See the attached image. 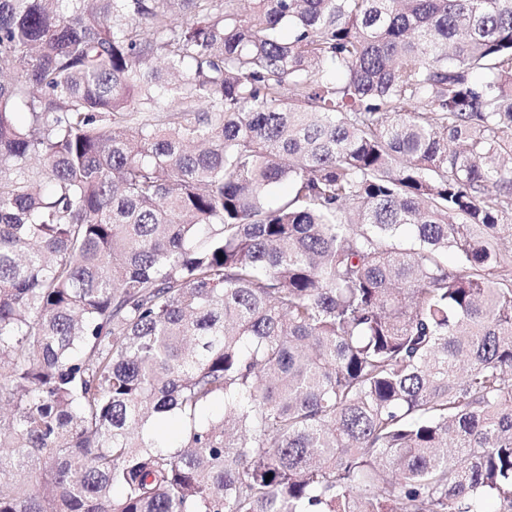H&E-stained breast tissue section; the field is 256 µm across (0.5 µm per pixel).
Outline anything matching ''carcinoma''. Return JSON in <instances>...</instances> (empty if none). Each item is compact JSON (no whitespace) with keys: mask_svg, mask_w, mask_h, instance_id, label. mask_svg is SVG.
Listing matches in <instances>:
<instances>
[{"mask_svg":"<svg viewBox=\"0 0 512 512\" xmlns=\"http://www.w3.org/2000/svg\"><path fill=\"white\" fill-rule=\"evenodd\" d=\"M239 2L0 0V512H512V0Z\"/></svg>","mask_w":512,"mask_h":512,"instance_id":"cac0c4a2","label":"carcinoma"}]
</instances>
